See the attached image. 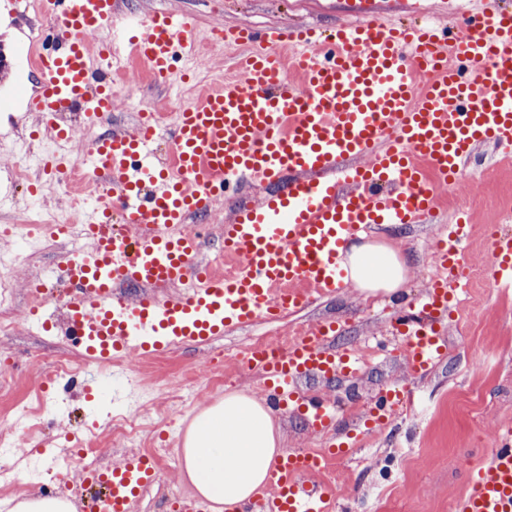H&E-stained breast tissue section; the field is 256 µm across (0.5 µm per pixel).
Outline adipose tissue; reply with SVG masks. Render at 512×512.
I'll use <instances>...</instances> for the list:
<instances>
[{"label": "adipose tissue", "mask_w": 512, "mask_h": 512, "mask_svg": "<svg viewBox=\"0 0 512 512\" xmlns=\"http://www.w3.org/2000/svg\"><path fill=\"white\" fill-rule=\"evenodd\" d=\"M352 284L369 293L399 297L408 259L391 245L349 244L345 253ZM270 407L241 392L196 414L183 446V470L203 497L235 512L264 485L280 453Z\"/></svg>", "instance_id": "obj_1"}]
</instances>
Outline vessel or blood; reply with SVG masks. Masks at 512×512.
Masks as SVG:
<instances>
[{"mask_svg":"<svg viewBox=\"0 0 512 512\" xmlns=\"http://www.w3.org/2000/svg\"><path fill=\"white\" fill-rule=\"evenodd\" d=\"M48 30L29 40L28 54L0 59V72L28 62L39 76L21 107L51 128L55 142L72 140L64 114L98 123L118 96L99 75L120 47H130L160 83L174 75L176 55H195L187 15L156 11L127 21L117 45L95 42L112 29L118 0H44ZM225 42L242 52L239 79L216 82L177 112L169 131L146 119L135 130L113 128L84 151L92 192L112 194L118 211L94 207L85 216L93 246L68 257L59 276L69 292L30 309L36 324L67 338L92 361L112 353L148 357L190 341H207L230 326L277 319L312 296L336 293L350 281L346 244L386 224H417L432 213L434 180L457 183L483 144L512 151V5L469 0L465 29L385 21L376 17L330 33L311 27H227ZM165 142L173 165L161 163ZM261 185L265 195L237 204L221 225L224 251L240 261L225 277L200 257L201 241L186 226L216 203ZM470 226L458 213L436 244L442 271L420 312L402 316L397 331L411 369L428 374L447 350L436 323L462 287L470 257ZM495 279L512 282V238L489 250ZM182 283V292L165 288ZM336 325L288 349L257 348L247 365L261 372L273 404L298 413L322 433L336 420L330 400L301 392L303 380L333 385L353 377L355 361L336 348ZM398 387L368 409L384 422L410 404ZM359 429L330 449L287 448L268 483L241 512H335L333 489L320 482L335 455L347 453ZM85 512H134L155 483L147 456L127 453L89 468ZM458 512H512V442L498 441L474 471Z\"/></svg>","mask_w":512,"mask_h":512,"instance_id":"b4317fda","label":"vessel or blood"}]
</instances>
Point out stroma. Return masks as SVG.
<instances>
[{"label": "stroma", "mask_w": 512, "mask_h": 512, "mask_svg": "<svg viewBox=\"0 0 512 512\" xmlns=\"http://www.w3.org/2000/svg\"><path fill=\"white\" fill-rule=\"evenodd\" d=\"M120 7L122 13L142 16L161 9L183 12L201 34L226 26L266 29L298 23L321 30L358 18L350 0H120ZM238 54L237 47L213 45L202 63L193 67L195 73L186 84L178 80L165 86L152 83L145 77L144 65L135 61L127 66V78L143 101L176 112L183 98L207 88L212 76L234 71ZM457 192L472 200V277L456 317L444 329L447 353L426 376L409 371L399 345H380L376 339L391 335L404 306L414 305L434 278L436 243L457 209L453 203L439 205L423 223L394 229L383 226L369 234L373 240L393 241L408 254L405 305L390 302L382 293L370 295L350 287L285 318L225 328L223 335L204 344H187L154 357L126 354L113 364L109 380L88 371L86 380L96 393L91 401L83 391L53 383L55 356L76 354V347L27 319L24 283L34 269L58 268L66 257L61 243H49L36 262L17 258L12 270L15 329L12 335L0 336V352L14 358L13 366L0 373L10 381L9 390H0V429L12 434L10 455L19 473L25 474L34 459L41 472L37 478H26L23 487L0 486V512H13L20 497L41 486L60 485L51 459L57 449L76 445L79 439L96 436L101 462L119 460L124 449L112 440V394L133 380H140L141 386L125 412L139 416L146 404L167 392L169 382L182 371L213 365L214 381L204 384L194 401L180 407L176 416L159 420L145 435L152 444L164 441L179 449L181 435L193 416L223 400L225 393L265 397L259 372L233 360L218 361V352L262 337L288 335L297 323L326 320L338 325V347L368 352L357 376L331 392L339 405L337 430L362 419L363 407L378 392L395 385L411 386L419 406L402 409L384 424L368 429L353 456L335 460L323 482L334 488L338 501H355L359 512H456L470 467L481 465L498 436L512 432V285L494 281L487 246L490 233L512 234V213L502 208L503 201L512 197V157L490 145L478 147L466 163ZM39 397L48 404L49 421L42 436L32 439L14 426L11 408L17 400ZM276 427L282 447L329 445L328 438L309 432L300 415L277 413ZM193 490L182 472L181 458L161 462L158 479L141 496L137 512H168L173 495Z\"/></svg>", "instance_id": "obj_1"}]
</instances>
